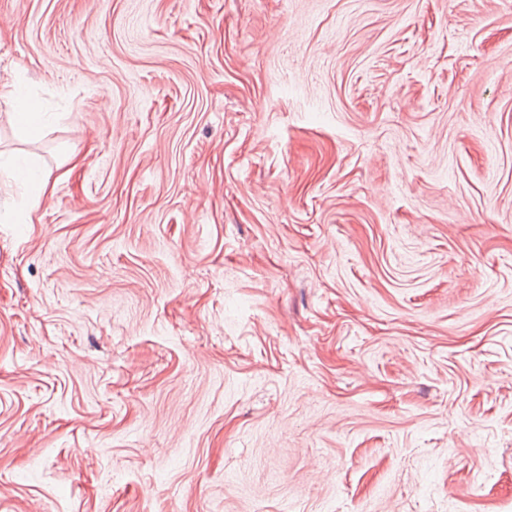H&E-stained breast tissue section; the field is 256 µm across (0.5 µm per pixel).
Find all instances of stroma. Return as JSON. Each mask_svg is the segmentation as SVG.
Listing matches in <instances>:
<instances>
[{
	"label": "stroma",
	"mask_w": 512,
	"mask_h": 512,
	"mask_svg": "<svg viewBox=\"0 0 512 512\" xmlns=\"http://www.w3.org/2000/svg\"><path fill=\"white\" fill-rule=\"evenodd\" d=\"M9 78L0 512H512V0H0ZM0 100L9 105L17 131L28 139L38 137L44 127L45 118L37 104L31 100L18 81L0 83ZM2 169L8 177L23 185L32 208H36L43 199L51 197L49 182L33 161L18 157H8L2 161L0 153V174Z\"/></svg>",
	"instance_id": "35a3bbf8"
}]
</instances>
